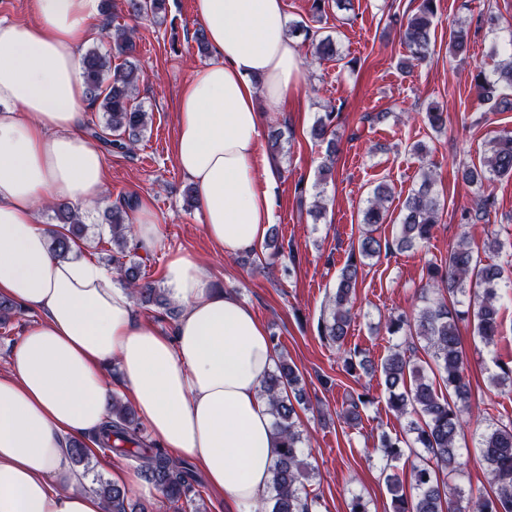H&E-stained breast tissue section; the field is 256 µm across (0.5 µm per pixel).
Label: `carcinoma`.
Here are the masks:
<instances>
[{
  "label": "carcinoma",
  "mask_w": 512,
  "mask_h": 512,
  "mask_svg": "<svg viewBox=\"0 0 512 512\" xmlns=\"http://www.w3.org/2000/svg\"><path fill=\"white\" fill-rule=\"evenodd\" d=\"M104 37L125 59L112 65V54L91 49L83 56V76L88 100L99 104L106 121L96 137L105 145L130 151L147 127L150 115L134 103V93L140 80V70L130 60L135 45L130 31L114 24L110 0H104ZM127 11L137 17L157 18L167 11L166 0H126ZM437 14V0H419L407 19L405 42L412 59H425L431 49L432 26ZM288 34L303 36L311 42L314 54L322 60L338 56L332 36H322L309 26L289 24ZM505 82L512 87V53L496 68V78L484 73L476 75V87L484 102L500 106L497 86ZM338 114L330 110L319 116L310 129V138L326 144V160L319 171L318 182H327L336 153L335 121ZM425 117L437 131L445 128L447 116L431 104ZM490 154L479 167L467 165L461 170L462 180L471 185L477 197L476 207L462 214L466 224L488 222L494 200L486 193L485 184L495 178L512 176V132L503 131L490 141ZM437 178L432 169L423 172L419 186L407 195L403 203L400 231L392 240L375 236L374 226L386 221L389 187L377 184L367 198L361 221L362 232L346 264L340 270L335 292L329 296L328 314L318 321V335L334 344H343L351 322L357 317L356 288L365 261L379 259L393 251L411 249L428 242L439 220L440 204L436 189ZM137 202L130 199L125 206H111L105 218L112 231V243L124 249L129 227L128 212ZM63 228L53 237L52 250L60 256L71 252L72 245L82 237L85 225L67 204H55ZM142 263H117V270L135 301L143 306L161 305L163 300L154 284L141 275ZM425 282L420 287L423 305L411 316L391 314L386 329L392 336L401 332L424 342L423 351L433 365L418 362V347L395 348L381 362V372L388 393L387 406L396 415H410L408 439H392L383 434L378 447L383 452L385 483L392 496L393 512H512V420L503 422L490 418L481 434L479 461L487 475V487L477 494L465 493L457 483L468 465L460 439L463 434V414L471 405V383L459 340V322L473 319L477 335L488 346L502 334L500 307L502 285L512 273V264L503 266L482 258L469 242L461 240L448 251V258L438 265L425 267ZM499 373L491 378L494 386L512 385V360L497 363ZM301 377L295 366L282 359L260 383V393L266 399L277 443V458L272 468L270 491L259 512H313L318 496L310 495L306 482L313 468L301 458L304 438L297 426L295 404L304 403ZM369 403L367 394L350 393L345 401L344 419L354 426L360 418V408ZM140 421L135 409L117 394H112L108 420L92 437L103 452H121L131 457L138 474L151 483L173 512H205L200 494L202 483L195 470L186 462L171 457L165 450L144 444L140 436ZM421 448L426 456L412 466L413 494L403 491L392 461L402 455L401 446ZM96 494L106 512H148L147 508L129 500L124 487L102 478L96 479Z\"/></svg>",
  "instance_id": "cac0c4a2"
}]
</instances>
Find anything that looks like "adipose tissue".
Segmentation results:
<instances>
[{"label": "adipose tissue", "mask_w": 512, "mask_h": 512, "mask_svg": "<svg viewBox=\"0 0 512 512\" xmlns=\"http://www.w3.org/2000/svg\"><path fill=\"white\" fill-rule=\"evenodd\" d=\"M100 0H33L30 22L0 21V298L39 315L0 372V512H105L69 445L112 403L111 369L151 437L192 460L227 512L266 498L276 454L260 394L275 362L268 332L195 259L161 271L179 307L173 335L138 320L130 290L87 257L57 256L42 204L102 202L108 171L82 131L80 50L100 32ZM211 60L179 93L176 166L193 185L218 253L259 250L276 205L257 172L264 113L287 108L300 57L284 0H195Z\"/></svg>", "instance_id": "obj_1"}]
</instances>
